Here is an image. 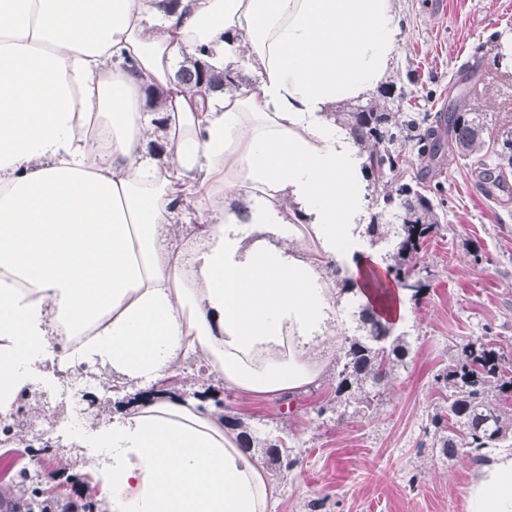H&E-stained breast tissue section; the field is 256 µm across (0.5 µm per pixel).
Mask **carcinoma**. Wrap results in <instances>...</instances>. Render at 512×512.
<instances>
[{
	"instance_id": "cac0c4a2",
	"label": "carcinoma",
	"mask_w": 512,
	"mask_h": 512,
	"mask_svg": "<svg viewBox=\"0 0 512 512\" xmlns=\"http://www.w3.org/2000/svg\"><path fill=\"white\" fill-rule=\"evenodd\" d=\"M177 79L199 94L224 90V76L208 73L202 62L188 57L177 72ZM450 109L439 113L435 120L430 115L397 122L390 112H380L373 106L359 107L352 113L349 130L358 144L367 147L366 167L382 181L396 172L402 162V151L397 146L408 141L418 145V154L432 157L436 154L442 134H448V144L472 159L479 182L499 191L506 189L512 172V132L496 141L493 156L482 155L486 147L485 123L480 114L471 112L468 96L459 93L449 98ZM384 203L399 202L405 217L397 231L398 242L393 253V264L387 275L405 285L417 297L426 284L420 276L417 255L421 245L439 230L433 206L419 189L408 183L396 189V195L383 196ZM362 334L346 336L341 347L342 364L336 372V406L365 415L381 401L385 381L394 368L408 355V346L400 335L392 334L370 308L358 313ZM505 356L489 342L477 338L468 341L448 367L435 376L436 383L448 388V407L435 412L430 419L434 444L444 455L454 456L464 449L470 457L483 448H499L512 433V422L497 412L488 398L489 386L502 392H512V376L503 371ZM266 453L275 466L292 468L297 460L290 454H280L278 445L267 446ZM18 500L24 512H45L52 502L44 488H23Z\"/></svg>"
}]
</instances>
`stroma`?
<instances>
[{
    "label": "stroma",
    "mask_w": 512,
    "mask_h": 512,
    "mask_svg": "<svg viewBox=\"0 0 512 512\" xmlns=\"http://www.w3.org/2000/svg\"><path fill=\"white\" fill-rule=\"evenodd\" d=\"M402 17L397 55L387 80L359 102L336 104L338 112L372 105L398 117L437 113L448 106V82L478 69L469 95L472 111L482 113L484 138L494 141L512 131V0H398ZM404 163L388 186L369 184L368 214H380V237H366L369 248L390 261L396 243L399 207L383 209L385 188L422 182L440 224L418 255L425 292L412 300L411 319L394 332L405 337L409 353L385 384L383 400L368 415L329 411L317 415L333 396L334 362L304 391L273 399L249 397L207 377L200 357L189 356L177 370L181 394L202 395L221 405L245 450L267 462L266 444L283 440L297 458L289 471L269 473L275 496L269 512H465L472 479L467 456H443L432 448L429 417L446 408L448 392L434 377L461 346L484 337L512 360V208L489 198L470 165L455 149L441 148L436 164L403 149ZM98 383L111 386L110 399H94L82 415L86 431L111 423L144 390L137 383L97 368ZM55 364L45 360L39 380L19 398L31 414L50 408L57 445L53 455L66 478L64 498L97 497L86 469V450L65 424L66 413L46 393ZM32 434L15 428L0 435V500L15 498L22 470L39 461L28 447Z\"/></svg>",
    "instance_id": "stroma-1"
}]
</instances>
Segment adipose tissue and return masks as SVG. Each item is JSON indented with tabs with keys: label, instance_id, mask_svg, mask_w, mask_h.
<instances>
[{
	"label": "adipose tissue",
	"instance_id": "obj_1",
	"mask_svg": "<svg viewBox=\"0 0 512 512\" xmlns=\"http://www.w3.org/2000/svg\"><path fill=\"white\" fill-rule=\"evenodd\" d=\"M400 28L397 0H0V414L57 336L61 370L155 386L194 354L225 388L272 398L322 376L337 281L406 321V291H377L366 170L330 115L385 80ZM184 53L252 80L196 95L175 75ZM188 211L189 250L169 242ZM83 445L110 512H268L259 461L171 391ZM466 512H512V452L482 456Z\"/></svg>",
	"mask_w": 512,
	"mask_h": 512
}]
</instances>
